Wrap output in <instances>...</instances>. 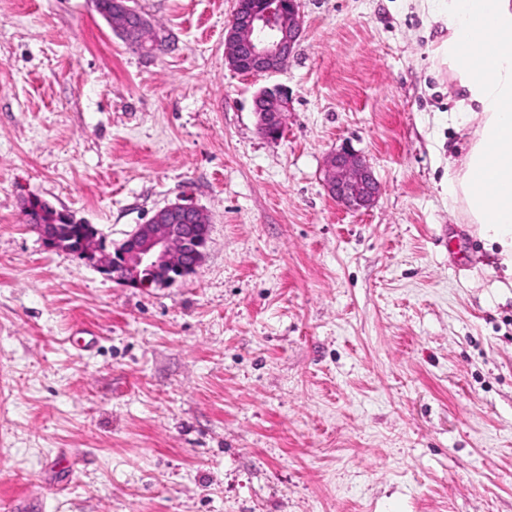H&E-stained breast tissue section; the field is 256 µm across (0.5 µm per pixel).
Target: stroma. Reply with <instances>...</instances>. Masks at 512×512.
<instances>
[{
    "mask_svg": "<svg viewBox=\"0 0 512 512\" xmlns=\"http://www.w3.org/2000/svg\"><path fill=\"white\" fill-rule=\"evenodd\" d=\"M129 4L154 51L95 0H0V512H512V279L448 202L444 24L299 0L295 52L245 76L235 0ZM277 85L271 141L252 100ZM343 147L370 208L324 188ZM32 197L116 243L186 200L205 258L120 286L45 246ZM289 95L278 86L261 89L254 97V114L259 132L267 139H280L285 130ZM324 185L337 204L350 210L369 208L380 190L366 160L349 148L336 150L328 157Z\"/></svg>",
    "mask_w": 512,
    "mask_h": 512,
    "instance_id": "1",
    "label": "stroma"
}]
</instances>
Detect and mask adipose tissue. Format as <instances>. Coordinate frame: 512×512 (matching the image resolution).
Listing matches in <instances>:
<instances>
[{"label": "adipose tissue", "instance_id": "ef3b65f1", "mask_svg": "<svg viewBox=\"0 0 512 512\" xmlns=\"http://www.w3.org/2000/svg\"><path fill=\"white\" fill-rule=\"evenodd\" d=\"M426 2L448 29L436 53L456 69L476 123L448 191L512 276V0Z\"/></svg>", "mask_w": 512, "mask_h": 512}]
</instances>
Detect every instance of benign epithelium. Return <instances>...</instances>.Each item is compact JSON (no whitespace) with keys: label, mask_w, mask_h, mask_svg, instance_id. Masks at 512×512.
<instances>
[{"label":"benign epithelium","mask_w":512,"mask_h":512,"mask_svg":"<svg viewBox=\"0 0 512 512\" xmlns=\"http://www.w3.org/2000/svg\"><path fill=\"white\" fill-rule=\"evenodd\" d=\"M110 22L124 35L134 33L144 47L158 40L156 31L126 0H111ZM301 33L298 0H237L233 18L224 29L225 60L242 75L275 74L295 50ZM288 101V91L278 86L263 88L255 95L257 127L265 138L283 136ZM324 185L337 204L350 210L370 207L379 195L370 166L349 148L328 157ZM61 217L54 210L50 223L39 227L45 243L94 263L102 274L126 287L176 282L192 273L207 245L206 218L195 206L179 201L157 211L111 248L106 236L92 224L84 225L79 240L72 239L57 224Z\"/></svg>","instance_id":"benign-epithelium-1"}]
</instances>
